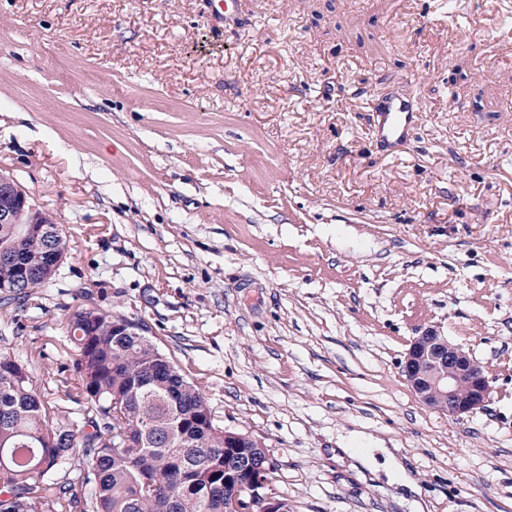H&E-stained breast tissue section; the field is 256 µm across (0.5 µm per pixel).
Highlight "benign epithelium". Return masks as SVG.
Segmentation results:
<instances>
[{
	"label": "benign epithelium",
	"mask_w": 512,
	"mask_h": 512,
	"mask_svg": "<svg viewBox=\"0 0 512 512\" xmlns=\"http://www.w3.org/2000/svg\"><path fill=\"white\" fill-rule=\"evenodd\" d=\"M0 224H18L21 231L33 239L45 255L46 264L56 270L62 258L47 246L46 223L27 192L14 180L0 177ZM401 373L407 385L425 406L461 417L483 408L489 402L491 385L484 368L461 346L450 343L434 327L425 328L406 350ZM255 445L264 451L262 443L247 433H224V451L234 448L247 458L240 464L244 475L231 500L234 512H281L284 502L268 491L263 462L253 461L245 448Z\"/></svg>",
	"instance_id": "obj_1"
}]
</instances>
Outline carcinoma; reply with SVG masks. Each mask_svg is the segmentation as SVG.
<instances>
[{"label": "carcinoma", "instance_id": "carcinoma-1", "mask_svg": "<svg viewBox=\"0 0 512 512\" xmlns=\"http://www.w3.org/2000/svg\"><path fill=\"white\" fill-rule=\"evenodd\" d=\"M0 254L32 267L0 302L25 310L51 278L39 246L0 225ZM116 314H68L62 353L72 372L64 410L13 354L0 352V512H232L224 428L202 420L207 400L147 336H115ZM132 442L129 448L125 442ZM73 462L64 476L62 465Z\"/></svg>", "mask_w": 512, "mask_h": 512}]
</instances>
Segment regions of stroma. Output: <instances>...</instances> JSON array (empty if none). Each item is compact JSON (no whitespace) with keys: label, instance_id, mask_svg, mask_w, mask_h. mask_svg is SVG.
I'll use <instances>...</instances> for the list:
<instances>
[{"label":"stroma","instance_id":"35a3bbf8","mask_svg":"<svg viewBox=\"0 0 512 512\" xmlns=\"http://www.w3.org/2000/svg\"><path fill=\"white\" fill-rule=\"evenodd\" d=\"M417 101L382 151L377 97ZM69 248L0 350L85 289L142 321L293 512H512V0H0V171ZM436 326L492 386L462 418L400 362Z\"/></svg>","mask_w":512,"mask_h":512}]
</instances>
